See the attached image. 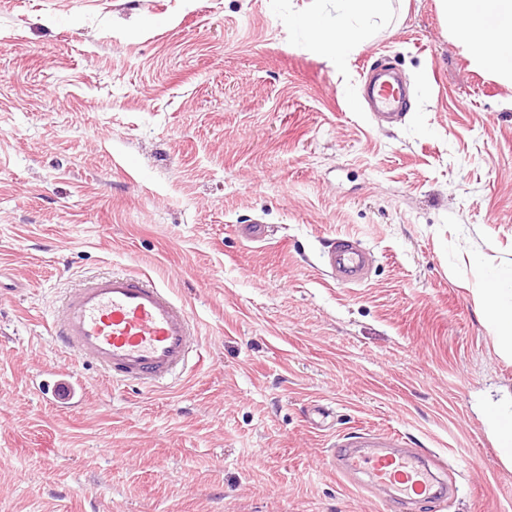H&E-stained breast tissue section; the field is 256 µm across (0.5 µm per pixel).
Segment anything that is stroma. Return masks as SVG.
Segmentation results:
<instances>
[{"label": "stroma", "mask_w": 512, "mask_h": 512, "mask_svg": "<svg viewBox=\"0 0 512 512\" xmlns=\"http://www.w3.org/2000/svg\"><path fill=\"white\" fill-rule=\"evenodd\" d=\"M307 2L0 0V512H392L329 464L367 431L455 480L412 512H512V361L472 295L512 265V84L437 0H393L342 69L289 31ZM377 61L410 90L390 126L345 100ZM346 236L358 286L323 265ZM114 270L194 319L174 386L52 336ZM372 253L352 238L333 241L324 256L329 277L344 285L363 283L373 264ZM493 429L500 449L508 461L512 457V414L498 412L492 417Z\"/></svg>", "instance_id": "stroma-1"}]
</instances>
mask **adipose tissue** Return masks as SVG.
<instances>
[{
	"label": "adipose tissue",
	"mask_w": 512,
	"mask_h": 512,
	"mask_svg": "<svg viewBox=\"0 0 512 512\" xmlns=\"http://www.w3.org/2000/svg\"><path fill=\"white\" fill-rule=\"evenodd\" d=\"M440 13L463 45L474 68L512 83V0H438ZM392 0H336V14L323 16L317 5L288 17L289 29L308 33L311 44L336 63L347 62L385 22ZM474 299L494 332L501 355L512 356V269L491 276Z\"/></svg>",
	"instance_id": "1"
}]
</instances>
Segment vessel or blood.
Wrapping results in <instances>:
<instances>
[{
    "label": "vessel or blood",
    "mask_w": 512,
    "mask_h": 512,
    "mask_svg": "<svg viewBox=\"0 0 512 512\" xmlns=\"http://www.w3.org/2000/svg\"><path fill=\"white\" fill-rule=\"evenodd\" d=\"M361 98L377 119L406 110L408 91L388 68L375 66L364 77ZM326 271L344 285L363 283L372 253L352 238L333 241L325 256ZM52 333L73 361L93 360L112 380L145 386L167 384L184 374L199 352L194 322L167 288L127 273L91 278L68 291L51 323ZM361 451L342 447L332 457L340 473L365 470L366 491L387 490L393 501L412 506L419 498L442 499L430 469L414 453L401 450L393 435L363 438Z\"/></svg>",
    "instance_id": "obj_1"
}]
</instances>
